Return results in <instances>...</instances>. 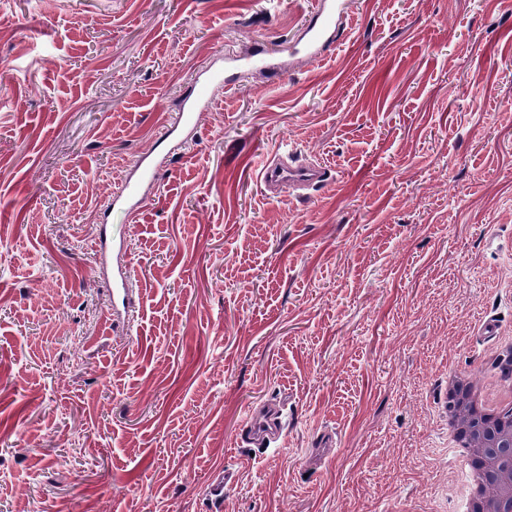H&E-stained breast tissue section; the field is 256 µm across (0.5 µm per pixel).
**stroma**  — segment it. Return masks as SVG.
I'll list each match as a JSON object with an SVG mask.
<instances>
[{"label":"stroma","instance_id":"obj_1","mask_svg":"<svg viewBox=\"0 0 512 512\" xmlns=\"http://www.w3.org/2000/svg\"><path fill=\"white\" fill-rule=\"evenodd\" d=\"M346 3L327 60L195 112L129 215L102 206L194 76L314 0H0V512H463L438 397L512 335V0ZM284 143L310 196L262 190ZM250 434L258 440H275L283 433V422L278 410L272 408L253 409L247 417Z\"/></svg>","mask_w":512,"mask_h":512}]
</instances>
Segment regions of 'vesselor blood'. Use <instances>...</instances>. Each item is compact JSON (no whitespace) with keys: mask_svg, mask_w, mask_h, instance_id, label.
<instances>
[{"mask_svg":"<svg viewBox=\"0 0 512 512\" xmlns=\"http://www.w3.org/2000/svg\"><path fill=\"white\" fill-rule=\"evenodd\" d=\"M344 24L341 0H316L302 37L288 43L286 50L292 56L301 55L314 61H323L329 48L343 41ZM256 68L271 72L279 69L266 45H256L243 55L224 54L213 58L203 76L193 80L191 92L177 114L176 127H190L195 112L212 105L218 89L231 85L238 74ZM161 167V162L152 155L142 156L132 175L113 196V203L125 206L128 212H137L149 190L156 187ZM258 168L263 190L270 196L314 187L325 177L322 167L298 161L292 150L287 148L263 154ZM247 423L251 435L262 441L279 439L283 433L281 415L272 408L251 410Z\"/></svg>","mask_w":512,"mask_h":512,"instance_id":"1","label":"vessel or blood"}]
</instances>
